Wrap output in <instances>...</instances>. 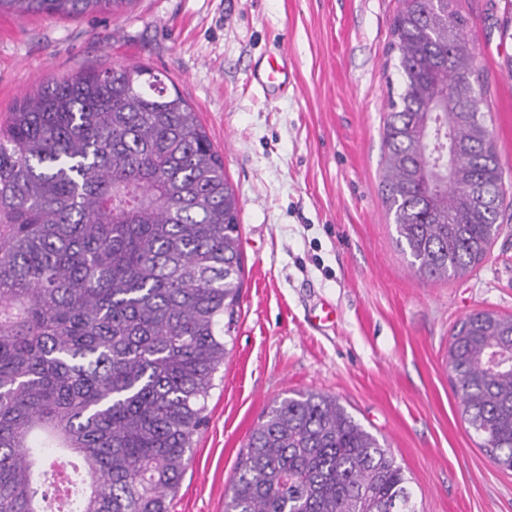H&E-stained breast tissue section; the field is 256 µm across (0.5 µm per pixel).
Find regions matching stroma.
Masks as SVG:
<instances>
[{
  "label": "stroma",
  "mask_w": 512,
  "mask_h": 512,
  "mask_svg": "<svg viewBox=\"0 0 512 512\" xmlns=\"http://www.w3.org/2000/svg\"><path fill=\"white\" fill-rule=\"evenodd\" d=\"M506 2L460 5L512 177ZM399 7L133 0L75 20L0 14V119L41 85L142 64L192 105L239 197L240 308L170 512H224L249 434L295 392L336 397L389 448L418 512H512V471L479 448L448 369L458 321L482 309L512 315V207L489 256L464 277H421L398 245L380 172ZM272 52L290 79L266 91L256 77Z\"/></svg>",
  "instance_id": "35a3bbf8"
}]
</instances>
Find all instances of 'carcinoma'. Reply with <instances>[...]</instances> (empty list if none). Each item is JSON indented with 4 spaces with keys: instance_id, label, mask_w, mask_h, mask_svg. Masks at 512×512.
Instances as JSON below:
<instances>
[{
    "instance_id": "carcinoma-1",
    "label": "carcinoma",
    "mask_w": 512,
    "mask_h": 512,
    "mask_svg": "<svg viewBox=\"0 0 512 512\" xmlns=\"http://www.w3.org/2000/svg\"><path fill=\"white\" fill-rule=\"evenodd\" d=\"M131 0H0L76 19ZM458 0H402L383 199L430 279L490 253L507 193ZM239 198L197 112L141 65L40 86L0 124V512H60L42 449L82 469L67 512H169L239 304ZM479 447L512 471V316L451 334ZM391 451L319 393L248 437L224 512H417Z\"/></svg>"
}]
</instances>
